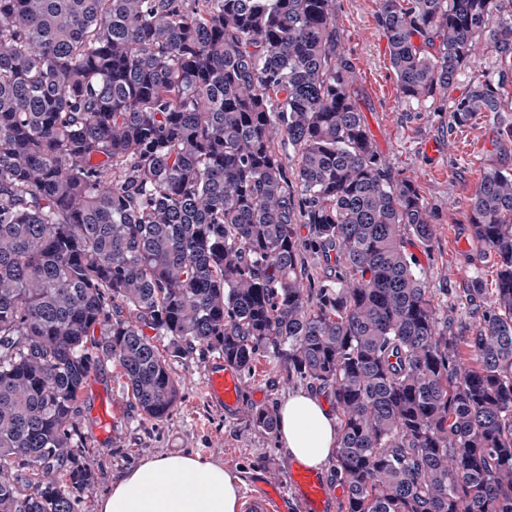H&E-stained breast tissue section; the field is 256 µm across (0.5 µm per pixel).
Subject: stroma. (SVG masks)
I'll return each mask as SVG.
<instances>
[{"instance_id": "1", "label": "stroma", "mask_w": 512, "mask_h": 512, "mask_svg": "<svg viewBox=\"0 0 512 512\" xmlns=\"http://www.w3.org/2000/svg\"><path fill=\"white\" fill-rule=\"evenodd\" d=\"M377 0H336L340 45L356 71L354 89L378 151L392 176L411 178L426 203L435 235L429 248L410 246L449 326L474 324L464 290L473 278L493 285L497 259L474 240L469 224L470 198L484 171L508 162L512 144L499 137L512 124V111L491 116L479 113L465 125H452L448 113L431 102L402 98L391 67L387 42L376 21ZM435 143L436 154L424 150ZM214 353L198 351L178 360L172 372L180 382V398L167 420L145 417L136 406L120 369L111 362L88 380L79 402L83 433V466L95 477L91 493L82 495L76 512H98V504L117 479L144 460L168 453H188L222 463L239 482L267 472L287 482L288 457L278 433L254 428L249 417L256 406L277 409L301 382L287 380L272 355L259 356L243 379L248 392L241 411L233 416L211 407L203 382ZM261 392V401L251 398ZM109 399L120 412L99 436L96 405Z\"/></svg>"}]
</instances>
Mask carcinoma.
Masks as SVG:
<instances>
[{
	"instance_id": "1",
	"label": "carcinoma",
	"mask_w": 512,
	"mask_h": 512,
	"mask_svg": "<svg viewBox=\"0 0 512 512\" xmlns=\"http://www.w3.org/2000/svg\"><path fill=\"white\" fill-rule=\"evenodd\" d=\"M500 2L378 0L402 97L455 125L512 111ZM337 24L336 0H0V512H76L101 361L163 421L198 349L331 389L345 512H512V168L470 199L497 281L454 336L407 251L430 212L388 173ZM484 43L497 73L451 96Z\"/></svg>"
}]
</instances>
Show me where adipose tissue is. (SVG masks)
<instances>
[{"label": "adipose tissue", "instance_id": "ef3b65f1", "mask_svg": "<svg viewBox=\"0 0 512 512\" xmlns=\"http://www.w3.org/2000/svg\"><path fill=\"white\" fill-rule=\"evenodd\" d=\"M288 456L324 468L336 451V418L312 392L290 393L278 408ZM237 478L222 464L190 454H161L121 476L98 512H238Z\"/></svg>", "mask_w": 512, "mask_h": 512}]
</instances>
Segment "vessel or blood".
<instances>
[{"label": "vessel or blood", "instance_id": "b4317fda", "mask_svg": "<svg viewBox=\"0 0 512 512\" xmlns=\"http://www.w3.org/2000/svg\"><path fill=\"white\" fill-rule=\"evenodd\" d=\"M207 401L226 414L243 406V378L239 370L216 360L209 364L204 381ZM334 495L322 477L300 462L288 466V482L269 477L251 479L242 499V512H333Z\"/></svg>", "mask_w": 512, "mask_h": 512}]
</instances>
